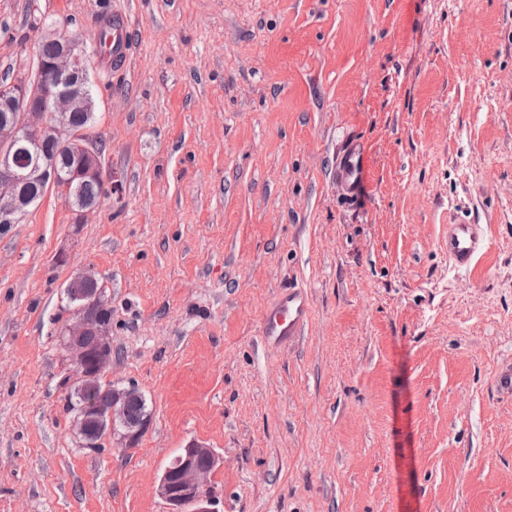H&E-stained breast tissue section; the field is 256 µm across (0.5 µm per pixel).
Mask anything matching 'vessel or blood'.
Listing matches in <instances>:
<instances>
[{"label":"vessel or blood","mask_w":512,"mask_h":512,"mask_svg":"<svg viewBox=\"0 0 512 512\" xmlns=\"http://www.w3.org/2000/svg\"><path fill=\"white\" fill-rule=\"evenodd\" d=\"M109 37L103 52V64L120 71L131 51V39L124 16L113 12ZM336 185L345 200L355 199L367 179V160L361 141L343 136L336 152ZM481 245L478 225L452 224L448 227V253L458 267L468 266ZM306 294L298 288L283 289L263 314L262 334L273 346H289L303 336L309 320Z\"/></svg>","instance_id":"b4317fda"}]
</instances>
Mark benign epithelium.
I'll return each instance as SVG.
<instances>
[{
  "label": "benign epithelium",
  "instance_id": "obj_1",
  "mask_svg": "<svg viewBox=\"0 0 512 512\" xmlns=\"http://www.w3.org/2000/svg\"><path fill=\"white\" fill-rule=\"evenodd\" d=\"M58 42V51L49 60L38 62V84L25 81H0V190L26 181H38L66 198L69 185L63 183L57 156L42 153L38 146L47 139L69 145L77 153L95 155L92 128L66 124L64 115L77 106L91 104L86 84L92 68V54L79 40L52 27L43 28L40 43ZM29 202L20 201L0 209V224H18L27 214ZM67 357L74 368V383L81 384L105 377L112 358L109 326L100 325L86 314H71L65 343ZM140 396L134 388H112L107 406L88 401L71 417L73 432L81 446L96 442L87 434V416H95L119 434L130 447L138 442L150 422V415L128 416L130 401ZM220 468L214 449L191 441L166 466L159 478L157 492L167 512H218L219 503L213 479Z\"/></svg>",
  "mask_w": 512,
  "mask_h": 512
}]
</instances>
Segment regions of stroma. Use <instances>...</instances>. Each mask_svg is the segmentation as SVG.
I'll return each instance as SVG.
<instances>
[{"mask_svg":"<svg viewBox=\"0 0 512 512\" xmlns=\"http://www.w3.org/2000/svg\"><path fill=\"white\" fill-rule=\"evenodd\" d=\"M115 9L131 56L94 97L120 191L0 225V512H166L191 441L221 512H512V0H0V75L34 74L40 25L90 48ZM77 269L112 302L108 380L146 400L126 451L81 448L64 410ZM288 286L310 324L271 349ZM336 185L347 201L355 199L367 179V160L361 141L356 136L341 138L334 170ZM480 224H452L448 227V254L457 267L469 265L481 245ZM306 294L295 287L283 289L263 314L262 336L273 346H289L303 336L309 320Z\"/></svg>","mask_w":512,"mask_h":512,"instance_id":"stroma-1","label":"stroma"}]
</instances>
